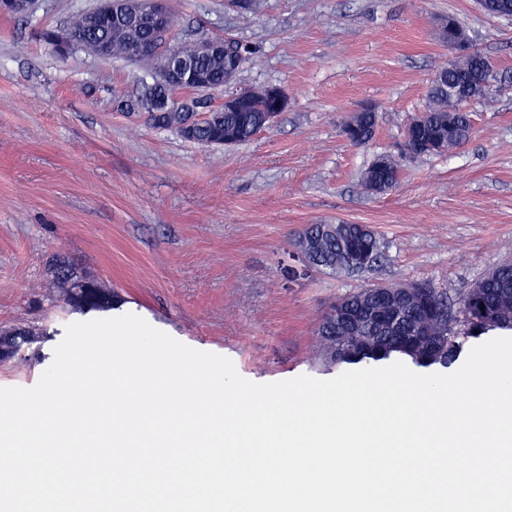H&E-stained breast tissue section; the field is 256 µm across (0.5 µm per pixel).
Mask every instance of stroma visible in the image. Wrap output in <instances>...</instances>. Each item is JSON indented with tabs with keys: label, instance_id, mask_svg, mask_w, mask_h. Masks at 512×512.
I'll return each instance as SVG.
<instances>
[{
	"label": "stroma",
	"instance_id": "obj_1",
	"mask_svg": "<svg viewBox=\"0 0 512 512\" xmlns=\"http://www.w3.org/2000/svg\"><path fill=\"white\" fill-rule=\"evenodd\" d=\"M92 5L37 0L30 18L0 15V331L40 335L0 363V387L34 386L84 316L52 286L60 260L117 291L115 315L270 383L344 373L317 359L320 316L339 297L427 281L455 299L512 259V17L476 0H171L177 37L256 47L235 86L288 98L269 129L224 147L117 112L114 95L152 84L145 68L81 50L62 58L41 41ZM448 16L497 71L487 98L467 105L472 137L402 160L395 188L367 192L365 169L398 154L428 103L449 57L435 25ZM366 105L376 136L355 146L340 128ZM338 222L375 232L378 265L339 278L294 258L304 226Z\"/></svg>",
	"mask_w": 512,
	"mask_h": 512
}]
</instances>
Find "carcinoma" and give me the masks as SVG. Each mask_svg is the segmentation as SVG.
<instances>
[{
  "instance_id": "obj_1",
  "label": "carcinoma",
  "mask_w": 512,
  "mask_h": 512,
  "mask_svg": "<svg viewBox=\"0 0 512 512\" xmlns=\"http://www.w3.org/2000/svg\"><path fill=\"white\" fill-rule=\"evenodd\" d=\"M74 34L73 49L89 52L97 46L108 49L106 58L130 59L139 46L157 42L149 29L130 22H119L96 4L80 13L69 25ZM170 53L193 63L212 79V90H220L224 79L227 59L199 55L196 42L182 41L174 36L167 38ZM438 78L453 85L482 82L480 97L488 93V80L495 79L491 63L481 53L456 54L438 70ZM251 101L249 112H222L220 107L207 98H198L200 108L209 117L198 122L184 138L207 145L224 142V134H231L235 144L250 140L265 129L266 110L270 107V88L248 89ZM428 111L420 113L405 128L404 146L411 157L430 154H446L461 148L471 136V113L462 101L435 86L428 92ZM184 116L180 112H168L156 117L155 129L182 131ZM378 120L374 112H360L353 125L342 124L344 137L354 145L371 141L377 131ZM386 165L379 179L393 189L398 183L399 170L395 159L384 156ZM353 248L343 245V237L328 224H309L299 234L300 238L313 239L316 248L306 267L329 274L351 276L369 270L381 258V244L373 230L361 231L359 225ZM54 284L66 302L96 310L108 308L118 302L117 293L101 287L97 282L75 275L69 265L58 264L52 270ZM419 294L402 307L398 320L388 326L365 323L366 331L380 337V346L373 350L355 349L336 361L328 357V350L336 346L341 335L331 311L338 306L356 310L357 303L370 296L372 306L380 304L378 295L366 288L344 295L333 302L322 314L318 325L320 356L322 363L334 366L338 363L356 364L366 360L381 361L393 355L410 359L418 367H448L460 356L464 344L471 338L495 329L512 330V263L501 264L485 278L477 282L456 303L448 299V289L437 288L430 282H419ZM39 336L30 330L14 329L0 333V350L10 357L13 350L24 343H33Z\"/></svg>"
}]
</instances>
